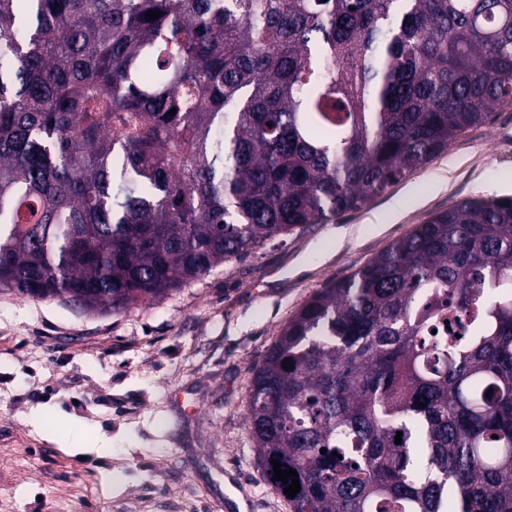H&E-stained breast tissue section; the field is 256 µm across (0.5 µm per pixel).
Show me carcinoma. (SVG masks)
I'll use <instances>...</instances> for the list:
<instances>
[{"label":"carcinoma","instance_id":"carcinoma-1","mask_svg":"<svg viewBox=\"0 0 512 512\" xmlns=\"http://www.w3.org/2000/svg\"><path fill=\"white\" fill-rule=\"evenodd\" d=\"M504 103L512 0H0V289L159 300L362 208ZM247 424L269 484L273 459L297 472L291 512H512V198L325 284Z\"/></svg>","mask_w":512,"mask_h":512}]
</instances>
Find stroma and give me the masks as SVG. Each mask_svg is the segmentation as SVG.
<instances>
[{
  "instance_id": "obj_1",
  "label": "stroma",
  "mask_w": 512,
  "mask_h": 512,
  "mask_svg": "<svg viewBox=\"0 0 512 512\" xmlns=\"http://www.w3.org/2000/svg\"><path fill=\"white\" fill-rule=\"evenodd\" d=\"M512 197V104L365 207L124 312L0 290V512H289L246 423L288 319L433 214Z\"/></svg>"
}]
</instances>
